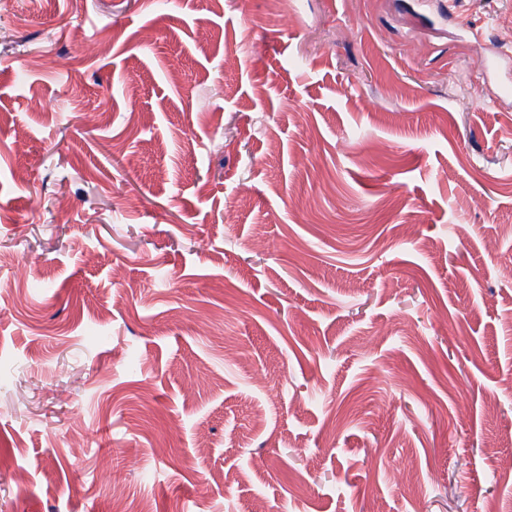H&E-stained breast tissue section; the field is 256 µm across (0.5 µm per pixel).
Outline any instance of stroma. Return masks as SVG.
<instances>
[{
	"label": "stroma",
	"mask_w": 512,
	"mask_h": 512,
	"mask_svg": "<svg viewBox=\"0 0 512 512\" xmlns=\"http://www.w3.org/2000/svg\"><path fill=\"white\" fill-rule=\"evenodd\" d=\"M470 26L512 0H13L0 512H512V57Z\"/></svg>",
	"instance_id": "35a3bbf8"
}]
</instances>
